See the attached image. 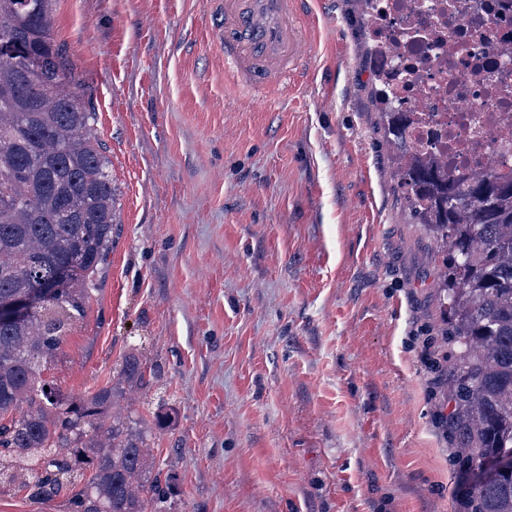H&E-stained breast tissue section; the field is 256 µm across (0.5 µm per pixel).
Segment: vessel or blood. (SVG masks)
Listing matches in <instances>:
<instances>
[{
    "label": "vessel or blood",
    "instance_id": "vessel-or-blood-1",
    "mask_svg": "<svg viewBox=\"0 0 512 512\" xmlns=\"http://www.w3.org/2000/svg\"><path fill=\"white\" fill-rule=\"evenodd\" d=\"M303 0H224V63L242 87L296 73L302 39L292 22Z\"/></svg>",
    "mask_w": 512,
    "mask_h": 512
}]
</instances>
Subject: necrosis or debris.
Listing matches in <instances>:
<instances>
[{
  "label": "necrosis or debris",
  "instance_id": "1",
  "mask_svg": "<svg viewBox=\"0 0 512 512\" xmlns=\"http://www.w3.org/2000/svg\"><path fill=\"white\" fill-rule=\"evenodd\" d=\"M377 81L408 113L403 162L512 178V0H373Z\"/></svg>",
  "mask_w": 512,
  "mask_h": 512
}]
</instances>
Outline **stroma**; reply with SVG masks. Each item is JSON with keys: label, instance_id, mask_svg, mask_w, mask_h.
<instances>
[{"label": "stroma", "instance_id": "1", "mask_svg": "<svg viewBox=\"0 0 512 512\" xmlns=\"http://www.w3.org/2000/svg\"><path fill=\"white\" fill-rule=\"evenodd\" d=\"M299 24L303 84L234 89L223 0H54L98 112L116 224L99 292L48 373L133 406L175 512H463L439 242L407 206L362 0Z\"/></svg>", "mask_w": 512, "mask_h": 512}]
</instances>
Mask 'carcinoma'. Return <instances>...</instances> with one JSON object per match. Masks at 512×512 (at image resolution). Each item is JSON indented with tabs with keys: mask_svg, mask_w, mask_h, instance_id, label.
<instances>
[{
	"mask_svg": "<svg viewBox=\"0 0 512 512\" xmlns=\"http://www.w3.org/2000/svg\"><path fill=\"white\" fill-rule=\"evenodd\" d=\"M35 59L39 66H23ZM392 144L403 113L386 112ZM88 88L54 36L52 0H0V494L15 489L65 512H172L153 439L166 424L122 405L150 390L155 367L133 348L110 383L66 396L46 377L98 292L115 224L112 169ZM408 207L443 242L448 389L463 464L512 455V179L401 171ZM68 278L57 283L54 270ZM35 297L26 316H4ZM467 512H512V467L477 484Z\"/></svg>",
	"mask_w": 512,
	"mask_h": 512,
	"instance_id": "obj_1",
	"label": "carcinoma"
}]
</instances>
